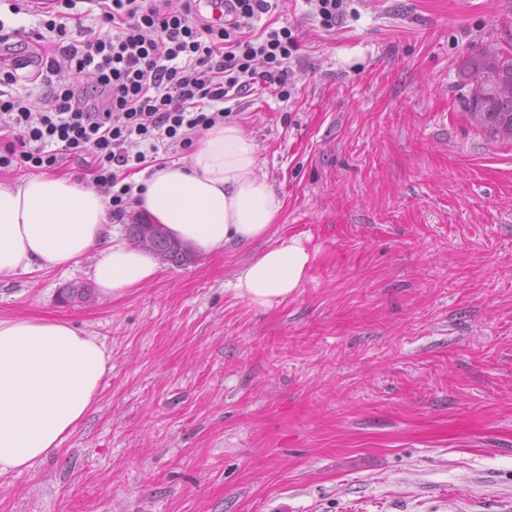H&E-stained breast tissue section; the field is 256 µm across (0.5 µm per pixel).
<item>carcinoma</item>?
Masks as SVG:
<instances>
[{
	"mask_svg": "<svg viewBox=\"0 0 512 512\" xmlns=\"http://www.w3.org/2000/svg\"><path fill=\"white\" fill-rule=\"evenodd\" d=\"M462 86L468 88L462 104L477 130L494 142H512V93L497 94L501 83L512 84V51L484 49L467 56L460 67ZM157 258L175 264L190 261L191 254L182 244L163 236L156 225H149ZM66 302L86 304L93 300V291L86 284L71 285L65 291Z\"/></svg>",
	"mask_w": 512,
	"mask_h": 512,
	"instance_id": "cac0c4a2",
	"label": "carcinoma"
}]
</instances>
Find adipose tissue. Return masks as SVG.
<instances>
[{"mask_svg":"<svg viewBox=\"0 0 512 512\" xmlns=\"http://www.w3.org/2000/svg\"><path fill=\"white\" fill-rule=\"evenodd\" d=\"M135 182L143 187L137 210L198 255L268 240L235 272L233 288L250 305L283 303L308 277L316 254L300 236L280 233L285 201L240 126L217 123L183 161ZM87 257L88 274L107 298L143 287L159 272L150 252L118 240L95 185L53 173L0 182V279ZM111 369L99 338L67 321L0 318V476L57 451L84 422Z\"/></svg>","mask_w":512,"mask_h":512,"instance_id":"obj_1","label":"adipose tissue"}]
</instances>
